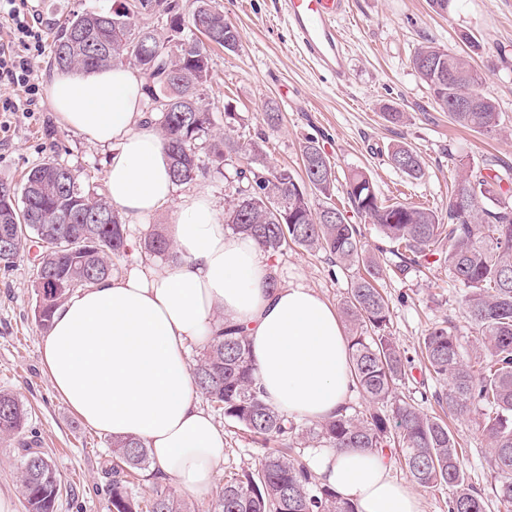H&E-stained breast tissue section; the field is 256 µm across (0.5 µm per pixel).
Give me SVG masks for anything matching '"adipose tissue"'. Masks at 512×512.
I'll list each match as a JSON object with an SVG mask.
<instances>
[{
    "label": "adipose tissue",
    "mask_w": 512,
    "mask_h": 512,
    "mask_svg": "<svg viewBox=\"0 0 512 512\" xmlns=\"http://www.w3.org/2000/svg\"><path fill=\"white\" fill-rule=\"evenodd\" d=\"M144 84L136 69L120 66L61 71L48 87L62 122L109 148L107 193L132 222L161 211L176 192L163 142L141 110ZM168 231L176 259L135 264L56 309L44 367L87 425L139 438L160 479L203 495L224 459V430L195 396L188 348L223 325L243 327L265 401L288 417L321 421L350 395L348 343L313 289L269 287L276 265L252 238L230 234L205 193L174 212ZM308 466L357 512H423L384 453L318 446Z\"/></svg>",
    "instance_id": "adipose-tissue-1"
}]
</instances>
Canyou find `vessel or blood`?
<instances>
[{"label": "vessel or blood", "instance_id": "1", "mask_svg": "<svg viewBox=\"0 0 512 512\" xmlns=\"http://www.w3.org/2000/svg\"><path fill=\"white\" fill-rule=\"evenodd\" d=\"M350 12V0H285L288 23L303 54L317 71L340 84L348 78L347 47L337 20Z\"/></svg>", "mask_w": 512, "mask_h": 512}]
</instances>
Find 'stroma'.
Masks as SVG:
<instances>
[{"label":"stroma","instance_id":"1","mask_svg":"<svg viewBox=\"0 0 512 512\" xmlns=\"http://www.w3.org/2000/svg\"><path fill=\"white\" fill-rule=\"evenodd\" d=\"M236 23L241 40L234 51L215 50V78L209 97L219 107L231 105L244 124L246 141L265 144L267 161L302 174L299 144L316 137L335 165L338 182L356 171L366 173L387 202L424 206L439 215L448 211V196L457 176L455 158L483 167L490 156L512 162V0H454L444 14L428 0H352L351 17L339 25L350 49L349 79L344 85L318 72L302 55L278 0H217ZM120 0H38L43 17L45 51L35 61L40 86H47L55 68L53 33L69 14L112 9ZM481 43L471 62L480 72L479 90L496 100L504 114L501 131L482 135L451 122L434 107L426 85L409 59L425 41L464 54L461 33ZM469 53V52H468ZM277 104L281 120L268 126L267 104ZM405 112L404 124L383 116L385 106ZM398 144L419 155L424 175L413 179L393 168L387 158ZM109 151L65 127L39 97L36 111L18 115L8 133H0V184L20 187L23 175L53 158L76 171L98 189L106 187ZM369 255L383 268L377 286L389 304V332L410 361L411 374L400 394L419 400L425 411L439 409L434 396L443 382L425 374L418 343L433 327L450 326L464 359L474 357L476 334L462 309L464 291L455 286L443 261L394 270L391 245L377 225L357 218ZM40 249L27 242L8 271L0 270V390L12 392L26 406L28 425L21 436L0 439V496L14 512H27L19 481L21 440L36 441L49 455L62 480L57 512H108L107 478L110 438L87 426L54 390L43 366L46 334L34 316ZM280 285L300 283L339 308L352 272L334 265L326 254L291 247L276 255ZM224 428L225 455L214 493L194 497L199 512L215 503L225 480L259 465L266 447L246 432L216 416ZM448 425L464 456L468 483L482 497L485 512H505L495 492L488 448L477 415L449 418Z\"/></svg>","mask_w":512,"mask_h":512}]
</instances>
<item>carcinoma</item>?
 Instances as JSON below:
<instances>
[{
	"instance_id": "1",
	"label": "carcinoma",
	"mask_w": 512,
	"mask_h": 512,
	"mask_svg": "<svg viewBox=\"0 0 512 512\" xmlns=\"http://www.w3.org/2000/svg\"><path fill=\"white\" fill-rule=\"evenodd\" d=\"M145 16L162 19V26H138ZM208 31L222 39L203 42L200 35ZM239 41L237 25L214 0H193L188 15L179 0H123L119 9L76 12L65 19L54 38L53 56L60 70L133 63L146 80L148 109L156 114L177 185L204 175L196 152L203 143L213 170L232 175L237 183L228 209L235 232L252 237L272 254L295 245L323 252L353 270L341 313L349 323L355 386L375 408L344 412L313 429L302 427L264 400L247 338L232 325L207 344L193 366L195 386L224 420L265 444H281L258 468L224 482L214 512H357L334 489L315 483L299 452L315 442L370 451L395 447L418 485L452 489L448 512H484L481 496L466 481L447 423L395 396L407 359L387 331L389 306L374 286L379 269L367 255L351 212L377 225L394 245L399 273L421 264L448 241L444 262L452 281L466 290L463 308L477 333L479 360L473 366L464 363L459 339L448 326L428 331L421 352L430 374L448 382V390L436 396L439 406L460 416L474 408L483 411L479 428L489 443L495 491L506 512H512V164L495 157L475 172L459 162L446 224L428 208L384 204L371 179L354 172L344 186L349 210L340 211L332 223L325 208H312L306 187L291 170L269 165L260 143L240 140L235 125L244 121L241 115L224 107V136L212 135L215 107L205 96L215 76L211 49L231 51ZM410 64L436 108L453 123L484 134L501 129L499 105L479 92L481 76L469 57L424 42ZM459 101L466 107L453 108ZM300 151L308 185L331 198L334 166L319 140L306 138ZM388 159L413 179L424 175L419 155L407 145L395 146ZM32 238L42 248L34 284L35 318L46 330L72 290L112 275L116 261L128 252L119 208L54 159L27 173L19 197L0 196V268L8 270ZM144 246L151 255H166L170 241L155 233ZM384 403L391 404L390 412L378 408ZM27 421L21 401L0 391V436L22 432ZM110 448L109 512H194L191 504L160 486L149 498L135 497L134 479L150 467L149 450L139 439L113 440ZM20 466L28 512H55L61 478L48 454L37 442H24Z\"/></svg>"
}]
</instances>
